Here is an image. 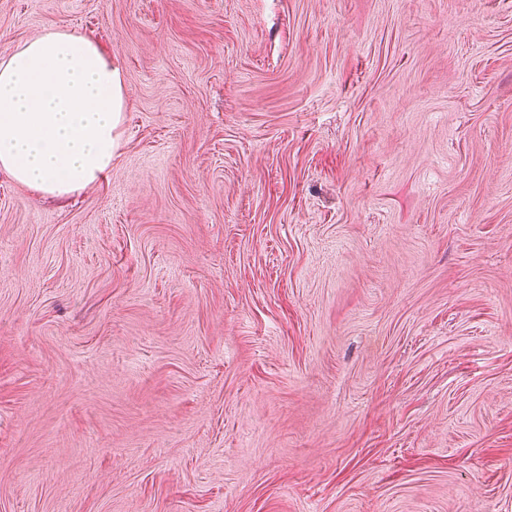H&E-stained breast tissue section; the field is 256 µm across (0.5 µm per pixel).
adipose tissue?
Returning <instances> with one entry per match:
<instances>
[{
	"label": "adipose tissue",
	"mask_w": 512,
	"mask_h": 512,
	"mask_svg": "<svg viewBox=\"0 0 512 512\" xmlns=\"http://www.w3.org/2000/svg\"><path fill=\"white\" fill-rule=\"evenodd\" d=\"M122 72L94 41L48 29L0 58V170L64 199L112 169L122 142Z\"/></svg>",
	"instance_id": "ef3b65f1"
}]
</instances>
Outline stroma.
<instances>
[{
    "instance_id": "1",
    "label": "stroma",
    "mask_w": 512,
    "mask_h": 512,
    "mask_svg": "<svg viewBox=\"0 0 512 512\" xmlns=\"http://www.w3.org/2000/svg\"><path fill=\"white\" fill-rule=\"evenodd\" d=\"M121 68L0 172V512H512V0H0Z\"/></svg>"
}]
</instances>
